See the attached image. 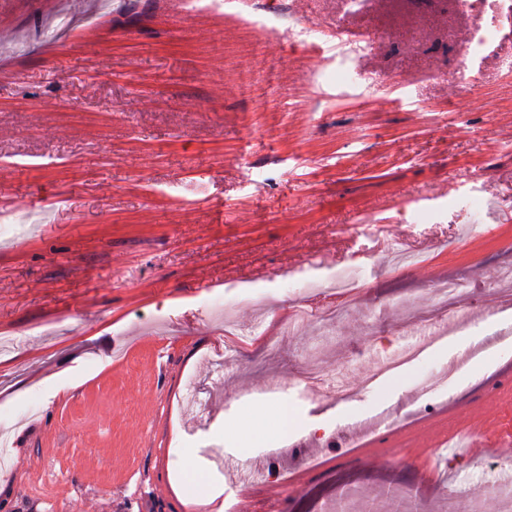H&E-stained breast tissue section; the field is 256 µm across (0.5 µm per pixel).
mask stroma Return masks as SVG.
<instances>
[{
  "mask_svg": "<svg viewBox=\"0 0 512 512\" xmlns=\"http://www.w3.org/2000/svg\"><path fill=\"white\" fill-rule=\"evenodd\" d=\"M0 337V512H448L459 470L499 512L512 10L0 0ZM214 450L273 475L241 487ZM437 303L442 308L447 305H454L464 301L467 296V289L462 281H449L448 284L440 285L434 289Z\"/></svg>",
  "mask_w": 512,
  "mask_h": 512,
  "instance_id": "stroma-1",
  "label": "stroma"
}]
</instances>
